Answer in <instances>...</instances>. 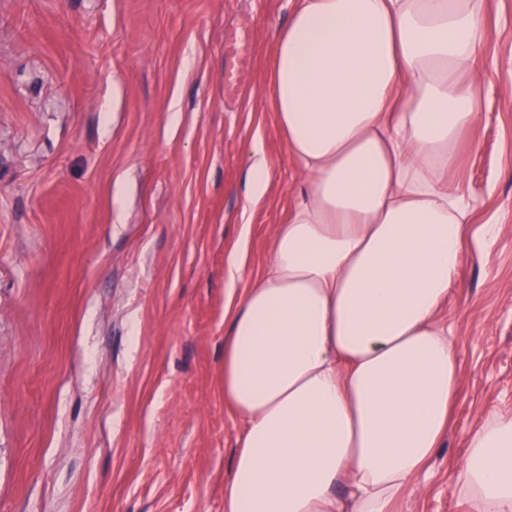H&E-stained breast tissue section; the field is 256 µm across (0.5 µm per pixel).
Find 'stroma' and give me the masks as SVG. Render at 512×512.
<instances>
[{
	"label": "stroma",
	"mask_w": 512,
	"mask_h": 512,
	"mask_svg": "<svg viewBox=\"0 0 512 512\" xmlns=\"http://www.w3.org/2000/svg\"><path fill=\"white\" fill-rule=\"evenodd\" d=\"M290 9L0 0V512H224L240 435L224 313L306 184L270 103L271 39ZM484 13L486 106L455 183L493 233L448 297L461 363L448 435L397 512H471L454 488L469 433L512 410V0ZM249 19L241 61L224 40ZM256 138L272 177L250 210Z\"/></svg>",
	"instance_id": "35a3bbf8"
}]
</instances>
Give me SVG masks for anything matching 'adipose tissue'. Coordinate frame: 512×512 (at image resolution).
Here are the masks:
<instances>
[{
	"label": "adipose tissue",
	"instance_id": "ef3b65f1",
	"mask_svg": "<svg viewBox=\"0 0 512 512\" xmlns=\"http://www.w3.org/2000/svg\"><path fill=\"white\" fill-rule=\"evenodd\" d=\"M485 34L482 0H292L271 107L307 190L224 339V512H393L442 447L448 296L480 243L449 181ZM457 485L512 512V413L471 430Z\"/></svg>",
	"mask_w": 512,
	"mask_h": 512
}]
</instances>
